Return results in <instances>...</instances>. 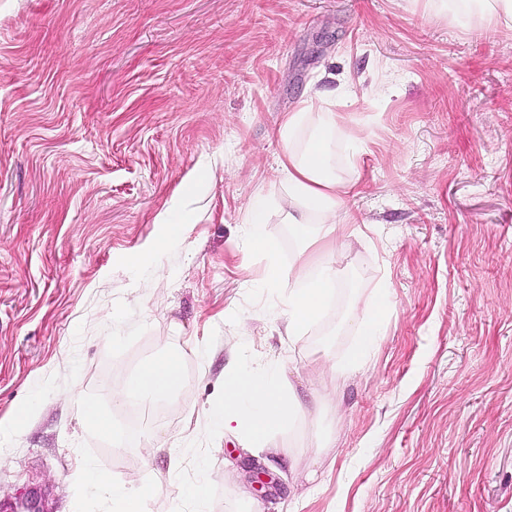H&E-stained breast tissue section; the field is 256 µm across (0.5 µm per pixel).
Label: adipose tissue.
<instances>
[{"instance_id":"1","label":"adipose tissue","mask_w":512,"mask_h":512,"mask_svg":"<svg viewBox=\"0 0 512 512\" xmlns=\"http://www.w3.org/2000/svg\"><path fill=\"white\" fill-rule=\"evenodd\" d=\"M315 109L314 99H306L286 113L280 127L284 144L279 171L288 183V201L301 207L306 214L316 215L321 228L318 239L340 241L353 234L354 227L347 223L338 210L351 184L339 177L332 165L330 145L338 130L336 115L322 112L317 124L309 117ZM311 132L304 147H296L297 133L303 127ZM247 242L251 249L265 260V287H277L284 275L277 262V247L267 237L266 196L256 193L249 208ZM308 260H301L294 273L296 288L290 289L285 301L286 332L297 336L317 320L330 305L338 285V271L329 263L322 264L316 275H309ZM389 297H382L374 306L361 301L351 305V317L359 338L357 350L348 358L344 369H359L365 355L379 342L384 318L391 308ZM183 379L180 361L174 353L165 352L145 362L137 371L133 382L118 391L113 401L125 407L136 403L159 404L170 400ZM299 407L283 383L279 369L256 370L244 364L232 366L224 375L223 400L208 412L209 420L217 429L243 438L252 448H263L267 435L296 416ZM87 480L101 491H111L115 512H147L151 496L148 488L126 487L114 483L111 476L96 469H88Z\"/></svg>"}]
</instances>
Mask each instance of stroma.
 <instances>
[{"label":"stroma","mask_w":512,"mask_h":512,"mask_svg":"<svg viewBox=\"0 0 512 512\" xmlns=\"http://www.w3.org/2000/svg\"><path fill=\"white\" fill-rule=\"evenodd\" d=\"M345 83L332 163L368 230L313 252L342 280L292 343L243 218L265 189L296 264L279 126ZM175 208L193 222L158 250ZM384 288L378 348L320 380L335 409L261 451L211 425L235 360H283L311 403L310 366L357 346L351 299ZM164 350L180 389L127 421L114 394ZM0 429V502L45 512H112L87 466L149 512H193L200 475L207 512H512V28L429 0H0ZM80 419L86 425L103 433L112 431L111 417L92 404H83L80 408ZM87 480L98 490L112 489V502L116 505L115 512H147V502L151 496L148 488L120 486L112 481V477L92 467L87 468Z\"/></svg>","instance_id":"1"}]
</instances>
